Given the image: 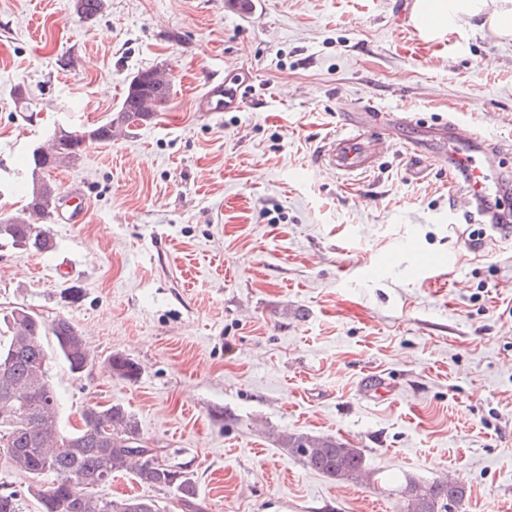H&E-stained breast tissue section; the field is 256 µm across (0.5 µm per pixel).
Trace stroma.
I'll list each match as a JSON object with an SVG mask.
<instances>
[{
    "instance_id": "obj_1",
    "label": "stroma",
    "mask_w": 512,
    "mask_h": 512,
    "mask_svg": "<svg viewBox=\"0 0 512 512\" xmlns=\"http://www.w3.org/2000/svg\"><path fill=\"white\" fill-rule=\"evenodd\" d=\"M404 2L105 0L86 20L0 0V216L57 125L115 115L138 70L171 76L152 119L51 172L86 210L60 208L52 252L0 249V314L69 317L96 361L71 373L45 339L63 429L122 405L206 512H406L409 476L459 481L458 512H512V240L487 225L471 249L440 130L457 119L512 168V39L462 26L409 50ZM208 78L241 107L200 111ZM368 119L389 130L376 166L325 168L327 138ZM287 433L361 449L368 480L305 467Z\"/></svg>"
}]
</instances>
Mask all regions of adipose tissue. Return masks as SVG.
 <instances>
[{"label":"adipose tissue","mask_w":512,"mask_h":512,"mask_svg":"<svg viewBox=\"0 0 512 512\" xmlns=\"http://www.w3.org/2000/svg\"><path fill=\"white\" fill-rule=\"evenodd\" d=\"M414 12L443 23L476 22L499 37H512V0H416Z\"/></svg>","instance_id":"adipose-tissue-1"}]
</instances>
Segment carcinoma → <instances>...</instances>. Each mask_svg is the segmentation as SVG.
Wrapping results in <instances>:
<instances>
[{"instance_id":"carcinoma-1","label":"carcinoma","mask_w":512,"mask_h":512,"mask_svg":"<svg viewBox=\"0 0 512 512\" xmlns=\"http://www.w3.org/2000/svg\"><path fill=\"white\" fill-rule=\"evenodd\" d=\"M104 8L103 0H76L81 17L92 19ZM153 95L156 108L169 98L171 83L155 85L151 70L137 72L129 81L118 115L96 127L94 141H112L119 125L130 131L141 116L143 92ZM69 140L51 145L29 159L27 202L20 213L0 217V247L44 254L55 248L43 224L56 208V197L36 195L47 185L43 173L74 162L84 151L80 130L68 131ZM29 311L16 307L0 317V361L13 359L8 382L0 378V456L27 483L22 490L0 491V512H25L26 500L36 501L38 512H161L156 500L143 496L106 497L99 494L97 478L106 474L132 476L138 483L159 491H174L186 512H203L191 474L176 473L173 466L143 454L133 416L122 406L89 405L82 425L72 431L60 426L58 402L51 384L43 337L53 336L58 356L71 372L91 365L94 355L76 326L66 317L47 324L32 320ZM117 375L133 379L139 366L129 358L109 359ZM40 410V420L25 421L18 413L26 400ZM286 453L307 468L336 480L354 479L364 467L363 453L331 437L288 434L282 439ZM407 512H442L447 501L461 504L464 487L458 482L434 481L408 490Z\"/></svg>"}]
</instances>
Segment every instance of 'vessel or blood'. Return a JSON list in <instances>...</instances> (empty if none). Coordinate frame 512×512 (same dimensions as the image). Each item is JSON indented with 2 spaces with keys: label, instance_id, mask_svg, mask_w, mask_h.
<instances>
[{
  "label": "vessel or blood",
  "instance_id": "obj_1",
  "mask_svg": "<svg viewBox=\"0 0 512 512\" xmlns=\"http://www.w3.org/2000/svg\"><path fill=\"white\" fill-rule=\"evenodd\" d=\"M200 105L204 111H229L239 105V97L222 91H210ZM468 144L469 149L462 155L468 179L459 194L465 210H473L475 202L489 190V160L497 153L495 144L483 140L471 128L456 122L448 124V144ZM385 137L370 124H361L352 132L328 138L320 160L330 168L343 174L364 173L374 167L376 157L383 150Z\"/></svg>",
  "mask_w": 512,
  "mask_h": 512
}]
</instances>
